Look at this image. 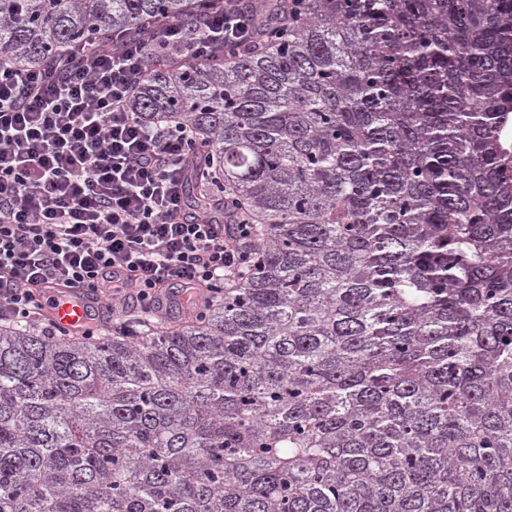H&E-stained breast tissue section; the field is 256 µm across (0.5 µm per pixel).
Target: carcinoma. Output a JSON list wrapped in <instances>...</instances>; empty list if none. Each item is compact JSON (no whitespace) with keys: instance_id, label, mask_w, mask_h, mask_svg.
<instances>
[{"instance_id":"carcinoma-1","label":"carcinoma","mask_w":512,"mask_h":512,"mask_svg":"<svg viewBox=\"0 0 512 512\" xmlns=\"http://www.w3.org/2000/svg\"><path fill=\"white\" fill-rule=\"evenodd\" d=\"M198 0H0L43 66ZM254 51L156 59L247 275L148 336L0 324V512H512V0H265Z\"/></svg>"}]
</instances>
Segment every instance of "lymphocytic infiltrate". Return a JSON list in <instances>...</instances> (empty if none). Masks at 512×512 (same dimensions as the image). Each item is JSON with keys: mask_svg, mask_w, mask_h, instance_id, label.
<instances>
[{"mask_svg": "<svg viewBox=\"0 0 512 512\" xmlns=\"http://www.w3.org/2000/svg\"><path fill=\"white\" fill-rule=\"evenodd\" d=\"M237 0L201 26L154 24L108 50L81 45L39 69L0 50V322L27 323L50 286L167 310L169 291L216 293L261 241L241 211L185 213L189 124L151 126L130 106L147 61H199L252 47Z\"/></svg>", "mask_w": 512, "mask_h": 512, "instance_id": "f902f5d3", "label": "lymphocytic infiltrate"}]
</instances>
